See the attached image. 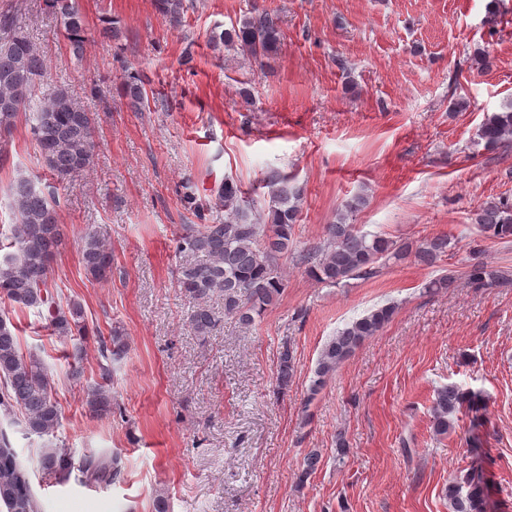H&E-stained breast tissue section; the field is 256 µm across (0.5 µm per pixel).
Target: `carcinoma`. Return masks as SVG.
I'll list each match as a JSON object with an SVG mask.
<instances>
[{"instance_id": "carcinoma-1", "label": "carcinoma", "mask_w": 512, "mask_h": 512, "mask_svg": "<svg viewBox=\"0 0 512 512\" xmlns=\"http://www.w3.org/2000/svg\"><path fill=\"white\" fill-rule=\"evenodd\" d=\"M48 6L63 19L70 49L80 54L83 46L84 19L77 0H47ZM158 13L172 24L182 21L184 0H155ZM283 39L279 19L256 6L230 29L213 35L218 45L238 46L261 62L275 54ZM44 58L29 38L16 28L13 17L0 15V132H10L19 114H28L31 134L47 167L60 181L88 167L92 162L95 125L92 113L80 107L73 91L54 89L47 98L32 104L35 85L43 76ZM118 94L138 111L149 103L144 82L128 73L121 77ZM478 137L488 150L512 143V104L487 114L478 129ZM269 202L257 209L244 201L241 189L231 179H224L215 194V207L224 209V220L210 224H193L180 237L179 250L192 256L178 272L177 285L195 302L188 319L194 331L207 335L216 320L203 300L214 293L224 296V314L244 325H251L283 292L280 259L292 250L295 227L299 221L301 188L276 172L267 175ZM16 229L11 246L16 251L0 259V299L21 308L48 306V317L60 337L79 333L81 305L72 302L63 308L54 305L48 282L51 268L64 242L63 225L58 221L55 196L35 188L26 178L11 187ZM481 237L507 240L512 237V204L489 203L476 213ZM450 239L446 235L398 243L382 235L369 236L338 215L327 226L323 243L306 250L304 260L310 276L329 286L346 287L350 281L378 272L390 262L409 257L432 266L447 255ZM112 248L97 234L86 236L81 247V262L93 280L112 276ZM467 278L473 285L508 281L507 273L483 261L472 263ZM395 313L386 304L337 331L323 346L311 380V393L318 392L337 367L366 340L377 335ZM123 348L118 336L100 341V356L110 360ZM297 371L294 349L282 346L279 351L276 383L288 388ZM85 404L95 415L112 411L110 389L99 384L86 394ZM0 407L5 413L22 414L29 432L43 436L60 426L61 411L41 360L34 354L20 352L6 317L0 315ZM481 425L485 408L481 393L462 390L450 384L436 391L431 407L432 429L445 436L453 428V415L462 409ZM322 461L321 451L313 448L303 458L299 481H306ZM40 465L54 477H65L77 470L89 481H111L120 474L116 459L85 454L74 461L66 448L44 449ZM488 484L478 470L467 472L448 488L451 512H485ZM0 506L6 512H40L29 477L22 469L14 448L0 434Z\"/></svg>"}]
</instances>
